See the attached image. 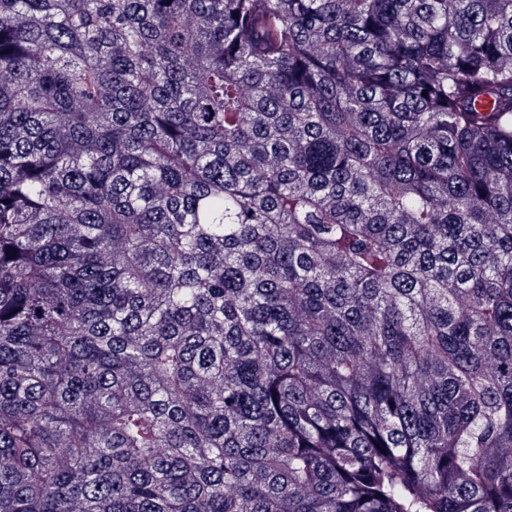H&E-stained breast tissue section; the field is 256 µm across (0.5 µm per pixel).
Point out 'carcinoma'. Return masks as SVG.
Masks as SVG:
<instances>
[{"instance_id":"cac0c4a2","label":"carcinoma","mask_w":512,"mask_h":512,"mask_svg":"<svg viewBox=\"0 0 512 512\" xmlns=\"http://www.w3.org/2000/svg\"><path fill=\"white\" fill-rule=\"evenodd\" d=\"M0 512H512V0H0Z\"/></svg>"}]
</instances>
